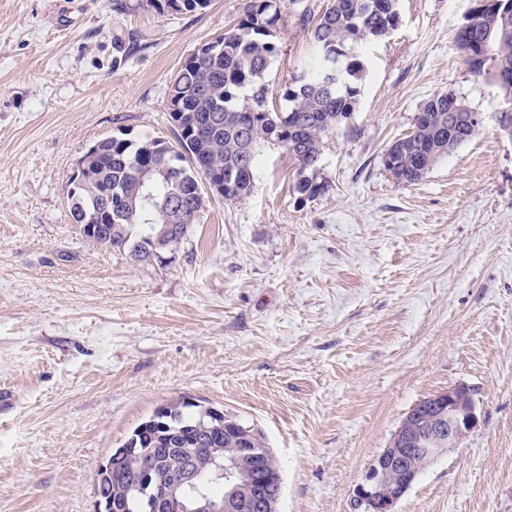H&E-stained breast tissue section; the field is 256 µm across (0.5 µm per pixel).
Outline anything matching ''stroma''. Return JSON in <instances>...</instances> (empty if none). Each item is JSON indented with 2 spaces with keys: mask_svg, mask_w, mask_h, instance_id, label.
<instances>
[{
  "mask_svg": "<svg viewBox=\"0 0 512 512\" xmlns=\"http://www.w3.org/2000/svg\"><path fill=\"white\" fill-rule=\"evenodd\" d=\"M126 2L0 0V512H94L113 449L182 400L261 430L280 512H353L405 414L459 383L478 423L398 510L512 512V136L455 43L472 0H399L394 31L352 45L361 92L324 139L319 195L266 145L247 199L211 195L168 259L142 262L79 232L67 181L119 132L175 142L170 82L245 0ZM330 5L287 0L272 110L315 49L299 14ZM442 92L483 123L400 184L384 154ZM210 2L211 0H145L142 1V7L151 8L159 14H203L210 6Z\"/></svg>",
  "mask_w": 512,
  "mask_h": 512,
  "instance_id": "obj_1",
  "label": "stroma"
}]
</instances>
